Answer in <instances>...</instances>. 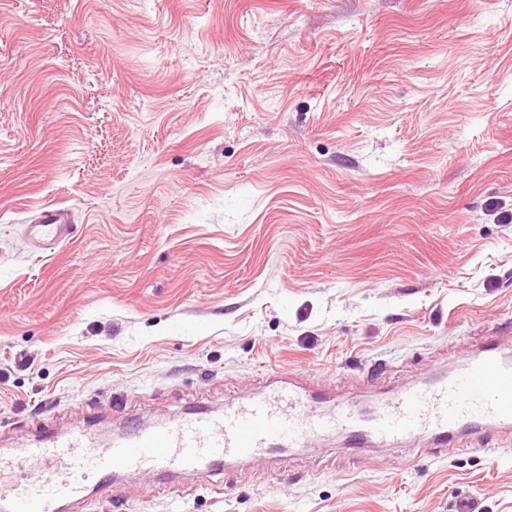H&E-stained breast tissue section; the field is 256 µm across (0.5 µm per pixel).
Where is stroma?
Instances as JSON below:
<instances>
[{"instance_id":"stroma-1","label":"stroma","mask_w":512,"mask_h":512,"mask_svg":"<svg viewBox=\"0 0 512 512\" xmlns=\"http://www.w3.org/2000/svg\"><path fill=\"white\" fill-rule=\"evenodd\" d=\"M48 204L74 232L42 252ZM492 329L512 341V0H0V455L220 411L273 370L370 403ZM465 507L512 512V433L335 434L69 512Z\"/></svg>"}]
</instances>
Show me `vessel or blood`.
Here are the masks:
<instances>
[{
    "label": "vessel or blood",
    "instance_id": "obj_1",
    "mask_svg": "<svg viewBox=\"0 0 512 512\" xmlns=\"http://www.w3.org/2000/svg\"><path fill=\"white\" fill-rule=\"evenodd\" d=\"M70 209L43 207L30 236L44 249L73 233ZM512 428V361L495 342L461 358L448 374L393 392L370 405L324 399L286 375L248 399L135 425L101 443L81 430L45 431L15 458H0V512H66L89 496L109 497L117 476L193 473L210 476L227 462L250 463L305 448L342 433L350 447L395 445L420 438L439 446L462 440L486 449L493 430Z\"/></svg>",
    "mask_w": 512,
    "mask_h": 512
}]
</instances>
